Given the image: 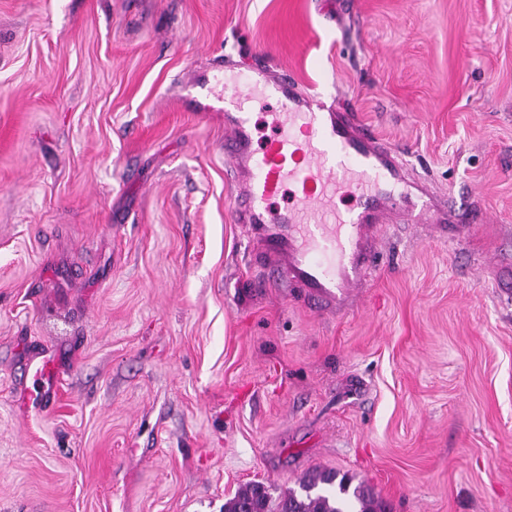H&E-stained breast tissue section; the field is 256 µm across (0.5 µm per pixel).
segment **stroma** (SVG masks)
Masks as SVG:
<instances>
[{
  "instance_id": "35a3bbf8",
  "label": "stroma",
  "mask_w": 512,
  "mask_h": 512,
  "mask_svg": "<svg viewBox=\"0 0 512 512\" xmlns=\"http://www.w3.org/2000/svg\"><path fill=\"white\" fill-rule=\"evenodd\" d=\"M256 58L476 228L386 225L346 310L270 286L186 101ZM511 263L512 0H0V512H223L315 468L512 512Z\"/></svg>"
}]
</instances>
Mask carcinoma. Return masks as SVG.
Wrapping results in <instances>:
<instances>
[{
  "mask_svg": "<svg viewBox=\"0 0 512 512\" xmlns=\"http://www.w3.org/2000/svg\"><path fill=\"white\" fill-rule=\"evenodd\" d=\"M385 512L372 491L352 477L337 471L316 469L299 482V490L273 500L257 482L242 488L224 504V512Z\"/></svg>",
  "mask_w": 512,
  "mask_h": 512,
  "instance_id": "cac0c4a2",
  "label": "carcinoma"
}]
</instances>
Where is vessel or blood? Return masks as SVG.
Wrapping results in <instances>:
<instances>
[{"instance_id": "obj_1", "label": "vessel or blood", "mask_w": 512, "mask_h": 512, "mask_svg": "<svg viewBox=\"0 0 512 512\" xmlns=\"http://www.w3.org/2000/svg\"><path fill=\"white\" fill-rule=\"evenodd\" d=\"M250 74L243 85L218 67L198 84L192 103L196 111L224 114V158L237 185L232 211L261 241L277 287L342 307L375 270L376 242L394 213L439 240L475 228L473 213H447L427 181L410 179L399 151L357 123L345 99L307 92L261 61ZM258 94L279 105L281 129L260 148L249 112ZM282 194L287 207L271 211Z\"/></svg>"}]
</instances>
